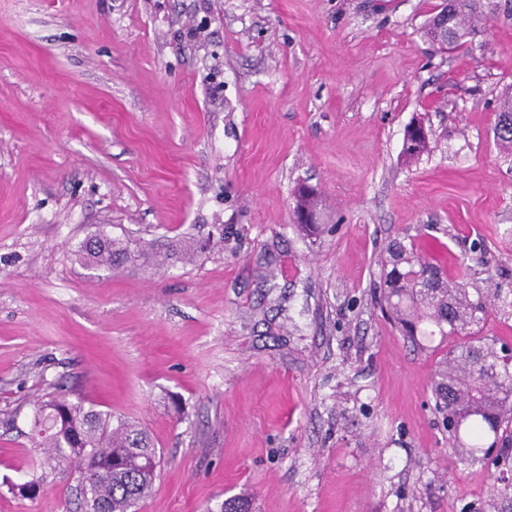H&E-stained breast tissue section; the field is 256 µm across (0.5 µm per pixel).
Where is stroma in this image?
I'll return each mask as SVG.
<instances>
[{
    "label": "stroma",
    "mask_w": 512,
    "mask_h": 512,
    "mask_svg": "<svg viewBox=\"0 0 512 512\" xmlns=\"http://www.w3.org/2000/svg\"><path fill=\"white\" fill-rule=\"evenodd\" d=\"M440 2L0 0V512H82L72 468L10 490L59 388L161 450L137 512L484 505L499 469L449 446L431 392L457 338L415 347L377 305L400 239L512 340V10L445 50ZM302 184L335 232L297 230ZM99 234L209 248L108 270L76 256ZM510 122V123H509ZM510 126V129L508 127ZM494 135L499 144L507 150H512V96L500 102Z\"/></svg>",
    "instance_id": "obj_1"
}]
</instances>
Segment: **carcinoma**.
Wrapping results in <instances>:
<instances>
[{
  "label": "carcinoma",
  "instance_id": "carcinoma-1",
  "mask_svg": "<svg viewBox=\"0 0 512 512\" xmlns=\"http://www.w3.org/2000/svg\"><path fill=\"white\" fill-rule=\"evenodd\" d=\"M482 16L481 0L448 2V48L469 43ZM494 135L512 150V96L500 102ZM383 264V303L397 330L410 341L444 340L461 336L432 378L436 410L458 421L448 432L449 444L465 450L466 461L497 462L512 458V356L473 327L485 321L488 294L468 291L467 276L449 282L443 269L424 261L396 241ZM80 257L107 269L125 264L130 253L102 235L88 238ZM32 432L47 460L75 466L85 475L95 512H133L152 490L160 458L147 430L140 424L73 402L59 390L35 407ZM498 448L494 458L478 455L486 437Z\"/></svg>",
  "mask_w": 512,
  "mask_h": 512
}]
</instances>
